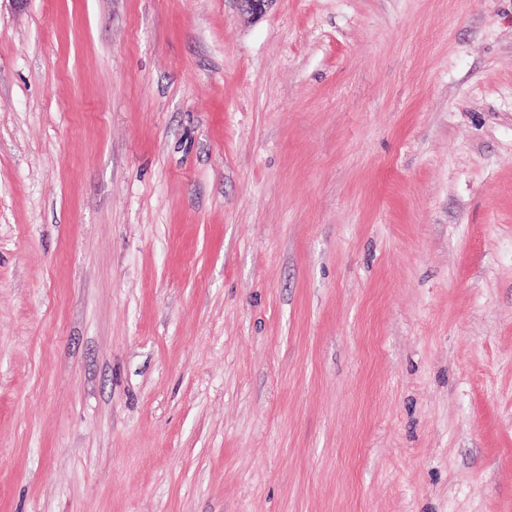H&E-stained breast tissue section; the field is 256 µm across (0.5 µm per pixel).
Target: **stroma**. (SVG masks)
<instances>
[{
  "label": "stroma",
  "mask_w": 512,
  "mask_h": 512,
  "mask_svg": "<svg viewBox=\"0 0 512 512\" xmlns=\"http://www.w3.org/2000/svg\"><path fill=\"white\" fill-rule=\"evenodd\" d=\"M0 512H512V0H0Z\"/></svg>",
  "instance_id": "35a3bbf8"
}]
</instances>
